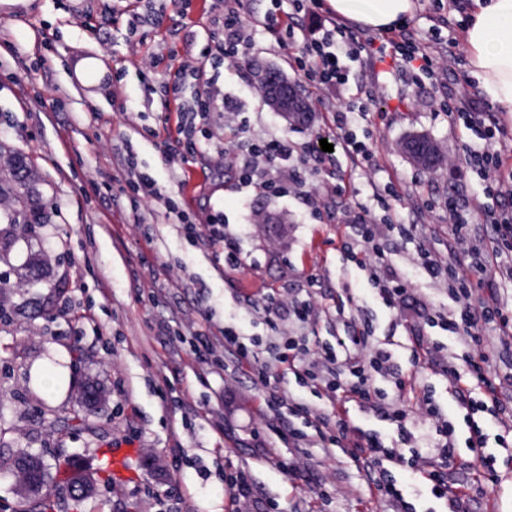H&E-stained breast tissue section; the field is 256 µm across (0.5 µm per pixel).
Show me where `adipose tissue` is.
I'll list each match as a JSON object with an SVG mask.
<instances>
[{"instance_id": "obj_1", "label": "adipose tissue", "mask_w": 512, "mask_h": 512, "mask_svg": "<svg viewBox=\"0 0 512 512\" xmlns=\"http://www.w3.org/2000/svg\"><path fill=\"white\" fill-rule=\"evenodd\" d=\"M328 5L370 30L398 27L414 8L413 0H328ZM463 40L470 75L493 105L512 112V0H471Z\"/></svg>"}]
</instances>
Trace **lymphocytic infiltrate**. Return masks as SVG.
Masks as SVG:
<instances>
[{
	"mask_svg": "<svg viewBox=\"0 0 512 512\" xmlns=\"http://www.w3.org/2000/svg\"><path fill=\"white\" fill-rule=\"evenodd\" d=\"M295 12L266 16L265 25L278 42L290 51L289 63L311 87L343 90L349 72L340 62L341 51L351 56L383 59L394 54L399 72L407 73L422 66L431 77L447 70V60L433 56L427 43L409 24L388 31L382 40L358 41L349 28L336 20L325 7V0H296ZM305 10L312 20L307 30H299L295 13ZM212 83L205 66H180L169 69L163 84L166 97L178 104L176 125L180 134L190 136L196 117L210 111L209 88ZM194 85L198 94L196 109L182 106L180 100L186 85ZM440 111L460 120L465 129L479 140L482 148L464 146L451 161L459 176L477 174L484 183L481 194L466 202L449 197L448 245L438 249L434 235L417 225L396 223L393 218L377 221L367 208H360L352 220L354 241L345 246L342 259L368 274L380 303L390 310H401L414 296L411 281L393 265L383 246L387 233L415 240L413 263L431 281L448 287L453 304L448 314L423 313L422 325L412 327V362L415 367L439 370L447 376L457 418L443 416L430 394H423L412 406L386 403L376 377L383 372L388 355L371 348L373 328L362 323L348 336L337 337L335 344L308 348L288 341L277 349L271 362H259L257 356L233 328L223 330L225 353L231 355L237 368L248 369L253 383L265 388L264 407L276 416L275 432L285 442L301 445L308 437L319 440L328 455L342 453L355 467L364 468L369 487L388 502L393 512H416L408 500L406 485L396 478L393 467L423 473L431 494L443 501L446 512H468L466 491L448 482V470L456 462L457 424H464L470 458L482 468L485 476L498 474V459L489 452V444L512 447V423L504 413L502 377L498 360L512 356V304L505 294L512 288V266L503 257L512 256V182L505 177V161L498 149V123H487L483 104L467 94L447 93L439 103ZM352 105L341 104L326 122L328 143L341 148L353 167L374 164L373 144L357 140L349 131ZM294 148L288 140H270L252 145L247 153L237 155L243 172V186H250L259 164L292 159ZM496 196L506 200L499 215H491L485 199ZM487 217L492 233L476 238L472 221ZM438 327L450 337L462 341L463 356L440 358L441 347L424 334L425 327ZM287 366L300 386L309 388L311 399L295 398L270 389L272 363ZM321 406H314V399ZM374 414L380 421L395 426L398 445L385 442L381 435L365 428L350 415L351 407ZM498 419L500 431L489 434L487 416ZM303 417L304 429L295 428L293 417Z\"/></svg>",
	"mask_w": 512,
	"mask_h": 512,
	"instance_id": "lymphocytic-infiltrate-1",
	"label": "lymphocytic infiltrate"
}]
</instances>
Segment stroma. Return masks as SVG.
Here are the masks:
<instances>
[{
  "label": "stroma",
  "instance_id": "35a3bbf8",
  "mask_svg": "<svg viewBox=\"0 0 512 512\" xmlns=\"http://www.w3.org/2000/svg\"><path fill=\"white\" fill-rule=\"evenodd\" d=\"M156 2L152 23L134 32L127 0H31L29 8L0 11V144L27 156L53 215L39 244H27L25 227L17 226L18 240L0 261V422L13 429L10 448L79 453L82 467L97 478V512H127L132 502L137 512H231L225 482L242 467L273 512H389L344 457H326L312 444L282 443L261 414L263 392L248 373L195 360L191 327L234 326L260 339L264 361L282 337L332 345L352 324L368 320L394 368L410 374L404 320L373 300L364 274L344 275L340 247L356 205L382 217L371 186L390 179L401 194L394 204L399 222L426 225L447 239L448 197L462 201L483 188L477 175L461 179L447 166L468 133L438 111L434 79L389 73L361 57L346 62V97H357L372 70L380 73V89L372 113L350 129L372 134L378 169L352 170L341 154L332 164L313 158L305 164L310 182L325 187L344 180L349 196L326 198L316 213L289 191L287 164L265 170L278 185L274 191L239 186L224 166L184 165L182 146L157 135L162 84L169 66L195 65L210 48V9L205 0ZM469 2L414 0L409 19L426 39L434 20L452 22L434 49L448 59L449 89L477 96L461 39ZM274 7L272 0H240L252 45L236 63L211 69L212 112L196 134L211 156L257 139L304 144L324 132L336 104L335 92L312 88L289 68L286 50L263 25ZM90 54L103 59L110 76L98 85L103 98L95 104L74 75L76 61ZM149 54L156 65L146 69L140 60ZM271 69L297 85L312 108L308 123L287 124L265 103L262 81ZM416 134L436 144L443 159L436 169H421L400 151ZM123 144L160 184L162 198L145 211L142 225L134 221L139 194L114 162L113 150ZM428 200L434 209L422 210ZM169 205L201 220L222 212L225 232L239 242L242 271L225 270L223 253L208 250L174 219L155 223L156 212ZM146 229L155 235L150 247L141 238ZM32 252L66 277L59 287L40 290L45 309L39 313L24 306L21 290V266ZM311 275L322 293L346 298L344 311L325 305L314 321L284 317L271 331L265 297L300 294ZM76 345L85 350L77 361L71 357ZM87 383L100 394L89 406L82 403ZM190 406L196 415L187 414ZM77 408L86 426L67 425ZM104 442L134 449L133 476L99 481ZM268 452L300 462L304 479L266 463ZM498 470L499 481L484 483L470 512H512V463Z\"/></svg>",
  "mask_w": 512,
  "mask_h": 512
}]
</instances>
